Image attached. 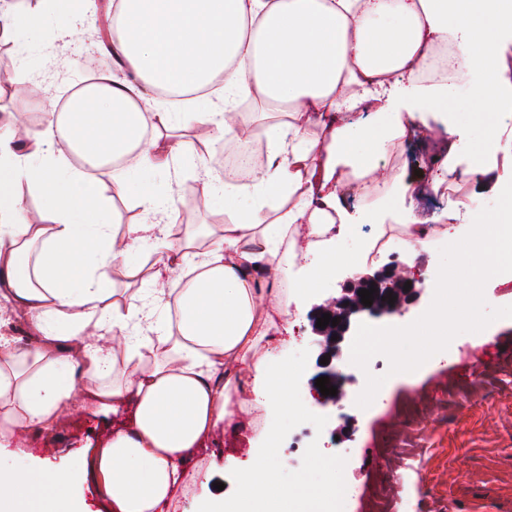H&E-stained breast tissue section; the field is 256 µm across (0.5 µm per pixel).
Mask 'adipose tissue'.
I'll return each mask as SVG.
<instances>
[{"instance_id": "adipose-tissue-1", "label": "adipose tissue", "mask_w": 512, "mask_h": 512, "mask_svg": "<svg viewBox=\"0 0 512 512\" xmlns=\"http://www.w3.org/2000/svg\"><path fill=\"white\" fill-rule=\"evenodd\" d=\"M111 50L119 72L85 85L65 114L49 111L39 135L19 138L0 118V297L14 301L33 342L0 344V456L18 429L51 431L75 406L96 413L130 410L90 462L112 512H171L186 482L185 460L216 431L253 427L259 414L292 404L287 368L271 370L267 349L282 345L290 313L278 288L294 261L307 276L294 297L328 266H365L376 245L356 257L339 245L361 224L385 233L405 228L407 267L428 240L413 210L414 186L400 174L359 215L342 201L344 182L372 183L414 132H437L432 188L458 173L471 182L512 184V126L499 125L476 151L448 110V85H424L430 48L454 39L459 64L476 77V94L512 112V84L501 81L504 41L512 39V0H110ZM67 29L73 13L58 0L37 10L0 11V40L34 42L48 15ZM163 85L207 99L224 93V110L189 121L238 145L254 118L237 103L255 95L267 113L262 163L243 180L205 182L204 202L223 196L228 220L204 250L176 236L174 200L154 183H132L139 169H188L203 161L185 142L166 141L168 112L148 111ZM124 166H112L114 158ZM111 169L112 192L134 193L146 219L116 231L94 175ZM33 185L44 208L25 218L14 188ZM474 267L512 263V206L474 227ZM154 240L160 267L149 286L113 302L110 271ZM165 288H158V281ZM154 334L165 360L149 364L140 338ZM279 449L267 447L238 474L230 496L202 512H243L246 502L287 501L277 479ZM66 473L40 464L0 470V497L37 495L46 508L70 490Z\"/></svg>"}]
</instances>
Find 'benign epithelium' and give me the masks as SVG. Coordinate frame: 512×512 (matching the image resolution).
<instances>
[{
  "instance_id": "obj_1",
  "label": "benign epithelium",
  "mask_w": 512,
  "mask_h": 512,
  "mask_svg": "<svg viewBox=\"0 0 512 512\" xmlns=\"http://www.w3.org/2000/svg\"><path fill=\"white\" fill-rule=\"evenodd\" d=\"M398 280L403 284L410 283L411 288L407 291L399 290L394 304L390 305L384 297L388 296L393 283ZM372 286L376 288V292L373 293V304L368 307L361 303L358 291ZM424 291L423 281L402 275L398 266L388 263L374 270L354 274L345 280L340 297L312 306L308 318L318 353L309 384L317 392L319 388L315 386L316 379L326 376L329 378V385L337 387L335 396L318 395L320 403H337L343 396L345 385L353 382L351 376L339 372L336 363L359 325L369 319H381L408 311L420 301ZM325 313L338 319L336 326L323 329L317 327V319ZM324 357L328 358L326 365L320 363Z\"/></svg>"
}]
</instances>
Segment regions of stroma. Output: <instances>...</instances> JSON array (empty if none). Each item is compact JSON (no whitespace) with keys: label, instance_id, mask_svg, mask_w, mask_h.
I'll use <instances>...</instances> for the list:
<instances>
[{"label":"stroma","instance_id":"35a3bbf8","mask_svg":"<svg viewBox=\"0 0 512 512\" xmlns=\"http://www.w3.org/2000/svg\"><path fill=\"white\" fill-rule=\"evenodd\" d=\"M72 25L75 32L71 35L61 32L56 24L47 25L34 52L17 43H0V67L14 72L20 62H27L26 85L32 92L31 97L20 99L0 90V112L24 119L26 113L43 112L45 106L68 98L78 82L95 79L92 62L101 43L86 5H79ZM448 106L469 130L471 147L481 148L497 115L478 106L471 85L453 81L448 84ZM180 133L183 141L204 158L206 170L170 175L141 170L134 172L132 179L171 184L177 196L176 230L184 236L196 235L217 229L226 221L221 201L204 208L196 196L205 178L224 180L221 158L226 150L223 141L213 139L209 128L190 124L181 127ZM434 148L432 140L411 137L401 155L388 161L392 168L406 165L408 181L419 185L416 214L426 224L436 223L448 207L447 199L433 197L427 181L426 159ZM187 185L194 186L195 195L184 194ZM472 247L470 227L464 222L455 241L440 239L420 251L416 275L424 281L426 296L422 306L399 319L401 328L419 333L416 346L407 347L400 335L372 339L377 352L409 354L414 363L408 368H383L370 377H357L356 387L371 404L363 410H349L347 419L335 421L336 426H347L348 431L335 445L326 447V454L342 460L360 456L366 449L388 451L384 469L369 464L355 472L347 496L348 512H373L376 491L382 489L391 495L402 484L417 490L415 512H512V375L482 371V388L473 396L451 389L461 374V357L477 355L485 347L495 346L502 365L512 368V287H503L499 276L473 269L469 263ZM348 274L346 267H339L292 316V341L302 358L311 359L314 352L310 309L336 296ZM442 279L448 282V293L439 299L435 285ZM472 293L487 296V303L460 316V297ZM437 301L448 311V329L444 332L421 319L423 307ZM129 421L126 412L105 416L75 409L56 430L54 439L25 430L16 432L13 447L26 449L28 455L15 458L13 464L23 468L28 456L43 458L47 470L64 469L72 474L76 494L92 498L94 486L84 474V459L113 428ZM274 426L283 437L285 463L279 470L283 488L292 490L300 483L311 488L335 483V471L312 458L309 449L293 438V418H279ZM259 436L256 430L238 436L216 433L213 444L200 449L187 464L191 478L178 491L172 512H198L202 501L216 495L217 484L233 490L237 473L260 443Z\"/></svg>","mask_w":512,"mask_h":512}]
</instances>
